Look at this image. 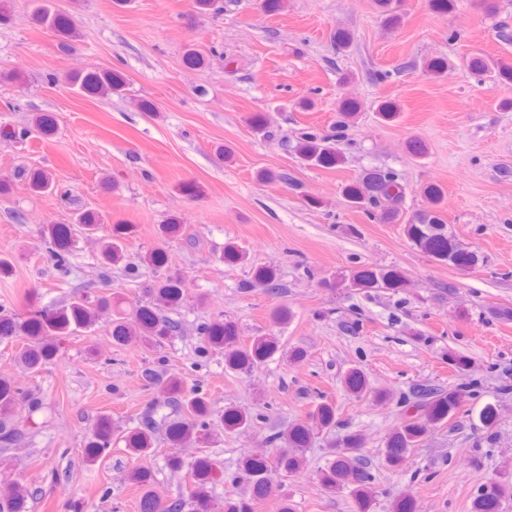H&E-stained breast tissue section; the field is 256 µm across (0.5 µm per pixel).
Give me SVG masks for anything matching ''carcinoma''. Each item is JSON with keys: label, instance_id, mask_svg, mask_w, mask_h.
Segmentation results:
<instances>
[{"label": "carcinoma", "instance_id": "obj_1", "mask_svg": "<svg viewBox=\"0 0 512 512\" xmlns=\"http://www.w3.org/2000/svg\"><path fill=\"white\" fill-rule=\"evenodd\" d=\"M384 24L395 26L402 18V0H374ZM33 21L54 31L62 48L78 36L68 15L56 10L52 0H38ZM471 70L498 81L512 82V63L502 58L491 60L472 56L464 60ZM67 81L72 88L85 96L107 97L120 94L126 89L127 79L116 70H93L74 72ZM358 111V104L346 101L340 107V119L328 132L303 131L293 146L300 161L308 166L334 168L342 164L343 156L337 143L347 136L349 120ZM346 200L359 209L371 223H394L404 219L402 204L405 188L399 174L391 168H372L355 181L343 186ZM425 193L436 207L414 214L406 220V234L411 246L448 265L461 270H470L479 265V255L464 248L455 238L437 204L443 191L429 185ZM97 224L93 213L76 214L70 224L51 227L57 257L61 266H66L70 255V244L76 228L91 230ZM123 247L118 240L106 239L101 243L99 260L106 264L121 259ZM349 278L353 286L364 289L395 291L401 280L394 270L374 271L352 269ZM243 288H263L268 292L279 289L276 274L265 268L257 270L253 280L243 283ZM183 283L178 280H163L148 290L154 303L138 304L126 316L112 320V339L124 345L133 338L160 341L175 336L180 331L178 321L159 313L158 306L178 305L183 295ZM110 299L101 297L96 303L79 300L58 314L34 315L23 322L16 321L14 314L0 315V340L21 342L17 352L19 361L32 373H37L57 349L55 338L74 327L89 328L99 312L109 308ZM203 336L202 352L210 349L224 352V366L237 373H249L258 366L272 360L281 351L280 337L275 335L255 336L249 343L238 338L236 326L231 322L217 320L200 327ZM148 378L158 387L164 402L171 407L173 418L159 424L149 418L141 426L124 435L126 452L137 459L154 452V441L160 428H165L171 444L202 442L212 431L222 428L226 432H244L253 428L257 415L245 409L228 406L220 414H214L206 393L195 386H187L178 378L165 379L157 373H148ZM344 388L350 395L361 398L369 392L364 372L358 367L350 368L343 377ZM20 395L7 379H0V412L8 413ZM460 406V395L456 390L448 392L432 384H416L397 398L400 422L385 440L383 463L395 469L402 458L419 446L428 432L448 424ZM310 423H295L277 433L275 440L281 442L280 450L273 459L247 457L240 462V478L249 486L250 494L242 498L224 499V512H255L257 505L272 492L269 477L276 471L284 477L293 478L305 466V451L313 438V427L322 430L336 427V407L326 400L318 402L309 413ZM23 430L0 420V444L9 447L18 442ZM362 437L350 432L329 444V459L320 472L322 485L330 492L348 491L353 512H372L374 498L369 492L373 474L367 469L362 455ZM112 447V425L103 419L87 443L85 455L88 461L96 462L105 457ZM170 468L186 470L189 491L185 496L165 499L153 489V473L140 464L130 470L125 479L142 490L140 512H214L213 489L218 479L215 464L207 457L197 458L184 468L183 460L176 454L168 458ZM28 491L14 484L0 492V512H26ZM512 500V479L494 477L482 487L475 497L473 512H500L503 503Z\"/></svg>", "mask_w": 512, "mask_h": 512}]
</instances>
